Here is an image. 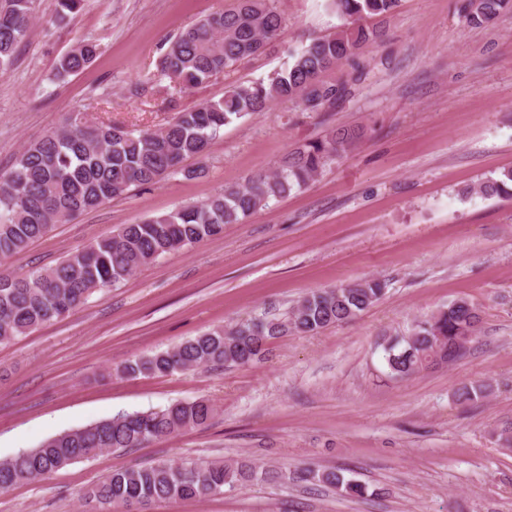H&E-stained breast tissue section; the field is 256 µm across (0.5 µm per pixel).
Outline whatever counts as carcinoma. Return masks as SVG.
I'll use <instances>...</instances> for the list:
<instances>
[{"label":"carcinoma","mask_w":512,"mask_h":512,"mask_svg":"<svg viewBox=\"0 0 512 512\" xmlns=\"http://www.w3.org/2000/svg\"><path fill=\"white\" fill-rule=\"evenodd\" d=\"M399 0H331L347 19L334 35L317 39L290 53L288 67L265 79L230 85L224 97L206 100L176 112L159 129H130L108 121H93L72 112L65 124L28 143L12 168L0 175V261L43 238L57 224L71 222L96 210L131 188L150 187L165 178L194 171L184 168L190 158H203L224 127L275 100L296 101L317 112L345 94V87L320 81L327 69L349 59L370 40L361 24L365 17L387 15ZM86 0H57L56 20L64 23L79 13ZM512 0H457L456 10L471 27H484ZM36 0H0V73L13 65L18 44L35 18ZM283 17L274 0H239L228 11L205 15L174 39L165 42L159 72L186 92L212 77L235 70L263 54L278 37ZM101 53L100 45L83 40L63 54L55 78L65 81L88 67ZM360 137L357 129L331 131L288 155L271 172L228 186L206 201L181 206L109 234L68 253L54 266L35 267L21 275L0 274V343L25 336L80 309L97 291L116 287L142 267L175 251L195 246L240 224L271 200L285 198L332 165ZM487 196H512V169L503 178L480 184ZM386 282L371 279L313 291L280 317L262 316L232 327H215L173 349L134 357L116 371L135 378L169 375L200 367L244 366L261 360L263 345L293 332L316 334L358 316L385 294ZM480 314L469 303L450 304L438 315L416 325L408 339L386 348L390 375L404 379L423 368L460 358L463 336H475ZM213 403L196 399L173 403L157 411L121 414L82 429L60 433L41 446L0 461V491L20 481L48 475L105 451L137 448L185 429L206 425ZM270 475L250 461L226 466L222 461L160 462L113 470L83 494L98 512H147L156 502L205 499L224 493V486H245ZM317 480L356 498L364 486L335 471Z\"/></svg>","instance_id":"carcinoma-1"}]
</instances>
